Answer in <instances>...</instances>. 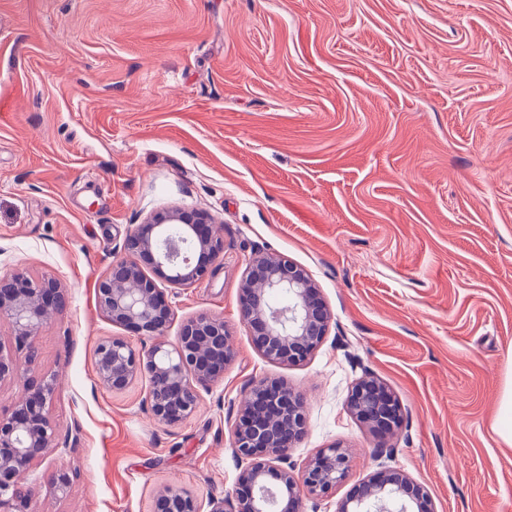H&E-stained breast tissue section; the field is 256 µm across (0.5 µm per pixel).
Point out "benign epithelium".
<instances>
[{
	"mask_svg": "<svg viewBox=\"0 0 512 512\" xmlns=\"http://www.w3.org/2000/svg\"><path fill=\"white\" fill-rule=\"evenodd\" d=\"M178 227L180 238L169 236ZM125 257L112 263L99 280L97 297L102 312L116 325L140 336L163 334L173 321L166 289L148 276L152 266L168 286L185 288L205 277L223 253L224 243L205 213L181 208L158 212L131 231L122 245ZM204 254L207 261H194ZM266 292L288 294V305L274 308L254 299L256 286ZM241 318L255 348L273 362L297 364L323 342L330 312L309 273L277 255L260 256L245 269L241 281ZM68 298L53 278L33 280L21 273L0 275V319L11 325L16 352L29 376L22 395L0 410V512H29L26 485L33 465L58 446L56 425L49 414L55 378L37 369L33 339L38 329L66 309ZM234 350L224 321L199 316L185 321L178 342L137 350L122 336L96 347L99 382L122 391L137 378L149 377L148 398L160 423L175 424L193 414L199 396L196 383L224 374ZM392 397L382 382L367 377L356 383L348 409L378 428L384 425ZM305 402L288 383L270 378L254 381L246 392L235 421L232 447L246 466L238 477L232 501L217 503L211 512H275L281 500L289 512H300L303 496L324 497L348 476L352 451L332 446L319 451L298 472L283 466L306 429ZM54 494L70 492L72 477L64 469L46 476ZM153 512H201L197 500L174 485L155 500ZM339 512H434L428 492L398 470L377 473L342 503Z\"/></svg>",
	"mask_w": 512,
	"mask_h": 512,
	"instance_id": "7a95c632",
	"label": "benign epithelium"
}]
</instances>
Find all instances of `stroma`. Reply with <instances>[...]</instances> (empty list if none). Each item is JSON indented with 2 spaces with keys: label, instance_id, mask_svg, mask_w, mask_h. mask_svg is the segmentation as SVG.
I'll list each match as a JSON object with an SVG mask.
<instances>
[{
  "label": "stroma",
  "instance_id": "35a3bbf8",
  "mask_svg": "<svg viewBox=\"0 0 512 512\" xmlns=\"http://www.w3.org/2000/svg\"><path fill=\"white\" fill-rule=\"evenodd\" d=\"M172 207L212 215L224 252L169 289L162 339L214 316L234 358L167 425L147 377L99 383L101 340L145 341L96 289L127 233ZM262 254L308 270L331 312L303 363L262 357L241 319ZM18 270L68 297L35 338L59 445L31 512H153L171 485L210 512L236 492L232 425L265 377L306 398L289 465L353 452L303 512H337L388 468L435 512H512L493 430L512 377V0H0V273ZM365 377L399 408L382 443L346 408ZM54 468L76 474L66 498Z\"/></svg>",
  "mask_w": 512,
  "mask_h": 512
}]
</instances>
